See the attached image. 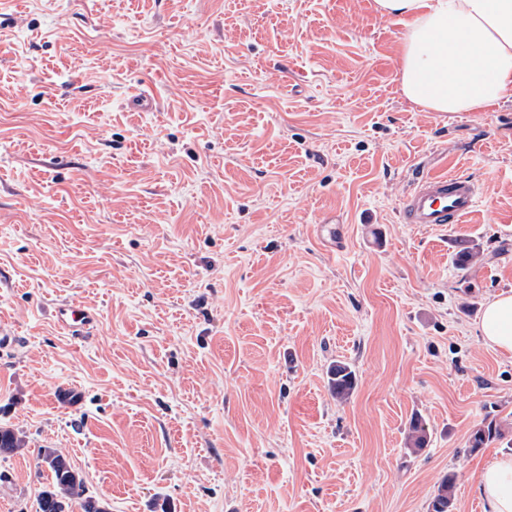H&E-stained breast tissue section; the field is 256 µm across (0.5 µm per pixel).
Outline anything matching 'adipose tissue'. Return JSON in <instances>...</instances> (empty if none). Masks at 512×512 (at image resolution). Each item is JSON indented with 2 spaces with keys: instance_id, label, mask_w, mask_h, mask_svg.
<instances>
[{
  "instance_id": "adipose-tissue-1",
  "label": "adipose tissue",
  "mask_w": 512,
  "mask_h": 512,
  "mask_svg": "<svg viewBox=\"0 0 512 512\" xmlns=\"http://www.w3.org/2000/svg\"><path fill=\"white\" fill-rule=\"evenodd\" d=\"M404 18L398 56L402 96L431 112H485L512 101V0H375ZM479 331L512 352V294L483 306ZM483 512H512V456L489 460L477 478Z\"/></svg>"
}]
</instances>
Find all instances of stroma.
I'll return each mask as SVG.
<instances>
[{
  "label": "stroma",
  "mask_w": 512,
  "mask_h": 512,
  "mask_svg": "<svg viewBox=\"0 0 512 512\" xmlns=\"http://www.w3.org/2000/svg\"><path fill=\"white\" fill-rule=\"evenodd\" d=\"M405 30L375 0H0V427L28 442L0 512H38L41 448L108 512H429L449 474L453 512H482L477 475L512 451V354L477 329L512 290V101L408 102ZM443 167L478 212L402 223ZM70 312V315H69ZM55 317L59 325L73 335L87 336L93 329L94 317L86 311L75 314L73 306L65 303L55 308ZM328 384L336 400L345 401L356 388V373L348 363L336 361L329 371Z\"/></svg>",
  "instance_id": "1"
}]
</instances>
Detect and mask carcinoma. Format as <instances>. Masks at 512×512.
I'll return each instance as SVG.
<instances>
[{
    "mask_svg": "<svg viewBox=\"0 0 512 512\" xmlns=\"http://www.w3.org/2000/svg\"><path fill=\"white\" fill-rule=\"evenodd\" d=\"M330 391L336 400L345 401L354 392L357 379L352 367L342 361L336 362L329 371ZM500 437L498 425L490 421L476 428L470 437V448L477 451ZM427 443L425 426L414 420L409 427L407 447L413 452L422 450ZM27 442L10 428H0V456L10 457L22 454ZM41 461L47 463L51 473V483L45 487L38 499L39 512H69L71 503L81 501L83 512H105L103 503L84 496L82 479L75 473L66 458L54 448L39 449ZM454 476L448 475L439 484L431 501V512H452L454 501Z\"/></svg>",
    "mask_w": 512,
    "mask_h": 512,
    "instance_id": "carcinoma-1",
    "label": "carcinoma"
}]
</instances>
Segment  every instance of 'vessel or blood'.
<instances>
[{"label": "vessel or blood", "mask_w": 512, "mask_h": 512, "mask_svg": "<svg viewBox=\"0 0 512 512\" xmlns=\"http://www.w3.org/2000/svg\"><path fill=\"white\" fill-rule=\"evenodd\" d=\"M479 200L480 189L469 177L456 172H429L406 195L400 216L403 223L442 230L471 215ZM55 317L59 325L75 335H88L94 324L91 314L73 313L66 303L56 307Z\"/></svg>", "instance_id": "vessel-or-blood-1"}]
</instances>
